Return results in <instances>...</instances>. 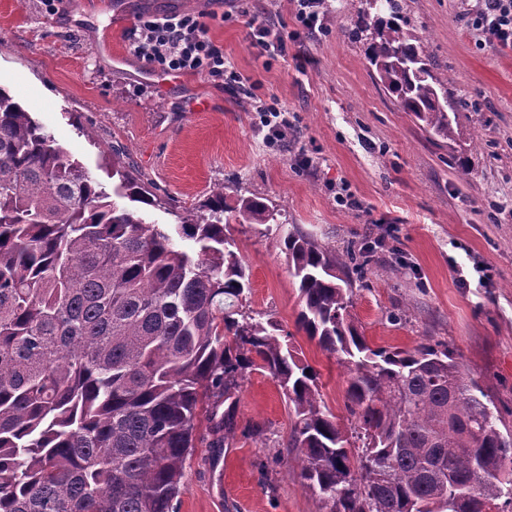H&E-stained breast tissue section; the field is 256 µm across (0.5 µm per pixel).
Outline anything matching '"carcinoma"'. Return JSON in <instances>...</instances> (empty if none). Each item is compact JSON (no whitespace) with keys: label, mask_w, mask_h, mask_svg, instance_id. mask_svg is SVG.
<instances>
[{"label":"carcinoma","mask_w":512,"mask_h":512,"mask_svg":"<svg viewBox=\"0 0 512 512\" xmlns=\"http://www.w3.org/2000/svg\"><path fill=\"white\" fill-rule=\"evenodd\" d=\"M366 56L430 136L454 142L448 97L400 0H365ZM134 206H119L109 195ZM174 210L175 232L145 221ZM282 227L297 331L348 370L361 451L321 401L293 334L244 311L249 273L224 213ZM256 194L176 205L112 147V193L0 87V512H174L184 463L238 428L245 374L263 369L294 416L287 447L328 512H512V434L448 345L373 348L354 323L351 274L372 257L285 228ZM224 412H219V409Z\"/></svg>","instance_id":"1"}]
</instances>
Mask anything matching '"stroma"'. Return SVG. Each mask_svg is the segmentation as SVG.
I'll return each instance as SVG.
<instances>
[{"instance_id":"35a3bbf8","label":"stroma","mask_w":512,"mask_h":512,"mask_svg":"<svg viewBox=\"0 0 512 512\" xmlns=\"http://www.w3.org/2000/svg\"><path fill=\"white\" fill-rule=\"evenodd\" d=\"M455 97L456 143L429 137L377 82L351 32L361 0H328L325 32L303 35L288 0H256L288 36L287 57L260 55L242 19L211 23V39L288 111V136L270 145L254 100L200 74L162 88L145 82L123 32L146 11H208L210 0H0V87L104 189L105 160L120 145L145 181L178 205L203 204L223 186L228 204L257 193L287 212L289 228L342 251L374 246L377 262L354 279L353 315L375 346L448 344L465 376L512 430V49L484 47L475 0H402ZM309 62L298 68L294 57ZM123 63H114V56ZM466 158L467 180L454 170ZM249 269L246 310L282 324L318 375L320 397L344 426L347 370L296 330L298 292L276 230L230 222ZM238 432L224 448L198 444L185 462L178 512H324L288 448L293 416L264 370L246 373Z\"/></svg>"}]
</instances>
